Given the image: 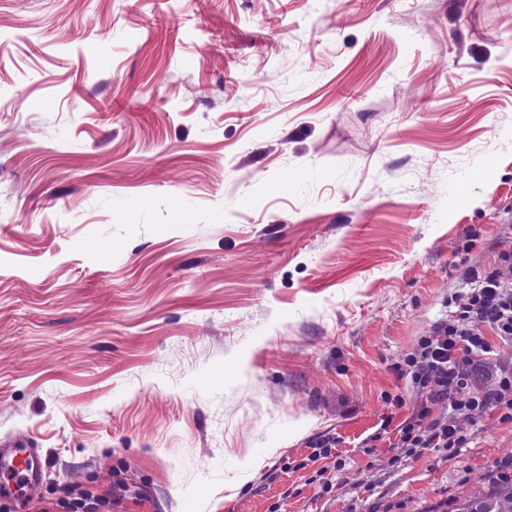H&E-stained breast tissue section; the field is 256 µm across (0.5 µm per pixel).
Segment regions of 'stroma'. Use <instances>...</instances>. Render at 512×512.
I'll return each mask as SVG.
<instances>
[{
  "label": "stroma",
  "mask_w": 512,
  "mask_h": 512,
  "mask_svg": "<svg viewBox=\"0 0 512 512\" xmlns=\"http://www.w3.org/2000/svg\"><path fill=\"white\" fill-rule=\"evenodd\" d=\"M504 252L512 0H0V512H436L512 422L398 455L394 366ZM45 464L40 448L24 436H15L1 443L0 473L21 476L30 493L39 487Z\"/></svg>",
  "instance_id": "35a3bbf8"
}]
</instances>
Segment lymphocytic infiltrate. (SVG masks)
Segmentation results:
<instances>
[{
	"label": "lymphocytic infiltrate",
	"instance_id": "obj_1",
	"mask_svg": "<svg viewBox=\"0 0 512 512\" xmlns=\"http://www.w3.org/2000/svg\"><path fill=\"white\" fill-rule=\"evenodd\" d=\"M465 289L456 293L450 315L434 322L415 349L395 366L420 401L398 429L400 454L428 449L454 455L466 441L462 421L487 410L512 420V363L496 367V380L485 389L472 387L473 367L492 352L490 336L512 342V252L502 253L490 270L468 268Z\"/></svg>",
	"mask_w": 512,
	"mask_h": 512
}]
</instances>
